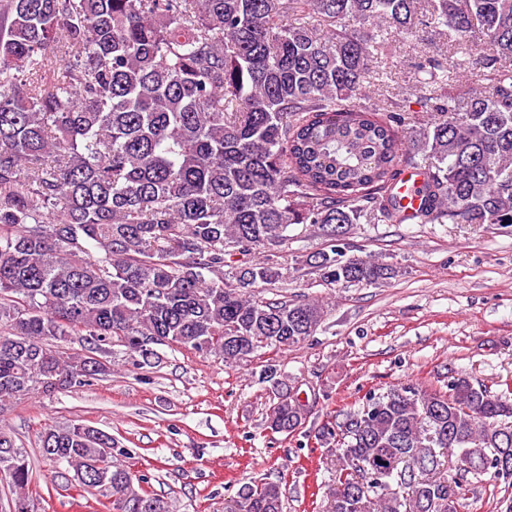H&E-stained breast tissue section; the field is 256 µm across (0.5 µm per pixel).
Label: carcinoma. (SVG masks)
Instances as JSON below:
<instances>
[{"label": "carcinoma", "instance_id": "obj_1", "mask_svg": "<svg viewBox=\"0 0 512 512\" xmlns=\"http://www.w3.org/2000/svg\"><path fill=\"white\" fill-rule=\"evenodd\" d=\"M436 34L450 50L414 61L431 118L404 141L411 110L371 88L397 42ZM468 75L484 87L446 92ZM402 164L424 172L417 222L512 224V0H0V406L108 374L114 345L154 365L133 346L149 336L228 367L299 345L325 304L254 289L304 268L344 288L401 275L347 255L336 231L401 217ZM294 224L328 250L284 268L269 253ZM261 376L268 422L295 433L308 412L276 365ZM320 437L340 448L327 512H448L471 478L512 486V382L373 389ZM39 440L79 484L112 489V512H171L113 459L112 435L72 424ZM438 448L482 453L443 477ZM2 469L26 499L23 451ZM226 512H283L281 488L247 486Z\"/></svg>", "mask_w": 512, "mask_h": 512}]
</instances>
